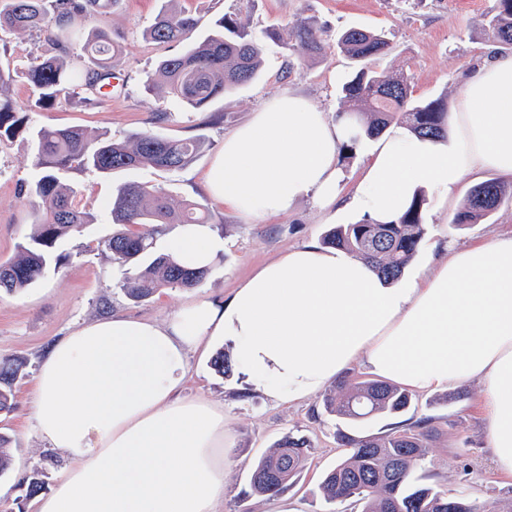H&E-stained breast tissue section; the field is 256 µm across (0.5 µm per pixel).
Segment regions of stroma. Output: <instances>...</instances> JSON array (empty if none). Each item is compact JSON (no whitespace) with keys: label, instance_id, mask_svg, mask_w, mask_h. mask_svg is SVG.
Instances as JSON below:
<instances>
[{"label":"stroma","instance_id":"stroma-1","mask_svg":"<svg viewBox=\"0 0 512 512\" xmlns=\"http://www.w3.org/2000/svg\"><path fill=\"white\" fill-rule=\"evenodd\" d=\"M493 6L494 0H177V9L197 21L190 41H197L226 15L241 18L261 40L262 66L256 79L201 111L145 89L162 54L145 31L162 0H122L111 15L86 22V29L108 30L122 51L119 70L124 86L97 104L62 98L54 105L35 107L31 86L15 68L27 58L53 52L54 46L43 32L0 34V69L14 71L0 98L23 112L26 121L25 131L0 138V261L13 258L19 245L26 243L37 213L35 204L21 193L22 186L36 175L31 130L79 127L92 135L123 140L151 129L179 138L205 139L202 152L174 173L145 168L105 178L77 168L58 171L59 180L74 190V204L90 212L94 221L58 242V253L67 257L64 265L48 269L37 284L24 291L0 292V356L24 363L15 383L13 409L0 414V433L10 438L13 458L10 471L0 475V512H35L36 500L26 492V478L38 475L48 492L65 465L30 428L34 377L53 342L78 324L115 312L163 322L198 298L226 301L261 265L292 247L321 242L336 226L355 223L349 212L324 213L310 204L263 221L245 219L215 204L202 187V176L225 135L247 123L266 100L287 91L302 94L329 116H336L344 106L342 86L360 67L335 45L337 34L350 28L385 36L390 50L374 60L373 66L405 72L414 101L440 100L453 106L463 77L482 65L485 47H495L503 56L508 53L482 24ZM300 20L322 30L329 44L323 58L292 53L264 36L266 30ZM130 180L162 190L174 208L192 202L207 208L209 222L224 239L225 248L213 264L211 276L199 286L165 288L139 303L125 295L121 278L112 273V255L105 242L112 235L110 211L115 189ZM469 189L465 183L454 199L427 201L425 234L408 273L426 267L429 247L436 240L445 238L462 247L512 232V196L479 223L454 225L452 217ZM224 347L223 339L218 338L207 349L192 354L189 378L181 390L182 396L203 397L224 407V498L216 512H269L273 498L246 494L249 464L289 432L306 436L311 448L306 468L284 496L295 512H326L318 485L342 455L336 444L338 430L380 436L416 429L424 420L434 429L428 443L430 452L416 469L426 483L478 503L512 490V480L499 478L490 465L476 386L415 394L414 406L405 413L353 428L328 415L321 397L277 405L243 390L237 374L224 376L210 365L211 358Z\"/></svg>","mask_w":512,"mask_h":512}]
</instances>
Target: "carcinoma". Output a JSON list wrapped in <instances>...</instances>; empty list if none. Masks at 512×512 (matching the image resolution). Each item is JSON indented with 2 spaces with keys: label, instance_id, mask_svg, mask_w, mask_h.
<instances>
[{
  "label": "carcinoma",
  "instance_id": "obj_1",
  "mask_svg": "<svg viewBox=\"0 0 512 512\" xmlns=\"http://www.w3.org/2000/svg\"><path fill=\"white\" fill-rule=\"evenodd\" d=\"M120 0H0V30L26 32L46 29L53 45L64 48L63 40H84L83 56L74 60L60 54L33 58L24 75L37 93L36 104L56 102L69 90L83 86L96 100L110 95L117 78L119 48L110 33L96 28L83 36L82 23L112 12ZM196 25L185 11L166 6L147 28L146 36L162 49L187 40ZM485 25L500 44L512 46V0H495ZM266 36L291 51L322 57L324 42L319 31L305 21L293 29L270 31ZM338 48L350 58L365 61L386 55L389 42L380 34L348 29L337 39ZM261 65V49L238 18L225 16L204 39L178 55H165L147 90H161L192 108H202L233 89L252 81ZM344 99L353 108L338 113L352 120L358 134L346 153L366 138L381 134L394 122H402L420 136L439 137L447 131L448 112L440 100L415 103L410 99L408 78L403 74L360 68L343 87ZM24 116L10 103L0 101V137H11L24 126ZM36 145L34 166L38 178L23 189V195L39 199L40 216L33 223L28 241L19 246L17 257L0 262V290L21 291L33 285L52 265L65 256L56 253L57 242L93 222V217L76 207L72 190L62 184L55 171L76 166L99 174L153 168L174 172L192 161L204 148L202 138L179 139L143 130L119 141L92 137L72 127L40 128L32 133ZM501 184L487 181L474 186L452 223L473 224L488 216L507 196ZM425 198L412 201L408 209L388 224L358 222L327 232L323 244L343 248L361 256L387 279L399 278L417 254L424 235ZM112 224L119 229L107 240L112 260L127 267L123 288L127 297L141 302L162 288L191 289L206 279L211 270L194 271L156 251V235L165 224H205L204 207L197 203L175 209L165 193L129 181L118 188L112 201ZM22 363L0 357V412L12 409L14 385ZM411 394L397 386L374 380L353 381L338 392L324 395L325 411L350 422L364 423L382 415L406 412ZM433 430L404 431L383 436L337 433L345 455L329 469L319 489L325 503L350 502L360 512H448V502L460 512H512V494L477 505L461 495L421 483L415 469L429 453ZM307 437L290 432L268 453L256 459L249 473L250 492L278 495L303 471L307 461Z\"/></svg>",
  "mask_w": 512,
  "mask_h": 512
}]
</instances>
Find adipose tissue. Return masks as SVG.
<instances>
[{
  "label": "adipose tissue",
  "mask_w": 512,
  "mask_h": 512,
  "mask_svg": "<svg viewBox=\"0 0 512 512\" xmlns=\"http://www.w3.org/2000/svg\"><path fill=\"white\" fill-rule=\"evenodd\" d=\"M448 134L390 127L345 188L351 132L288 92L225 136L204 176L213 200L247 218L302 202L396 219L416 193L445 200L486 171L512 177V56L467 77ZM224 241L185 224L165 250L213 265ZM408 284L310 242L256 269L223 304L201 298L162 323L123 314L78 325L43 357L32 429L65 465L36 512H215L224 495V408L181 397L189 358L216 336L251 392L310 399L354 364L412 392L477 384L493 470L512 480V233L469 248L437 242Z\"/></svg>",
  "instance_id": "adipose-tissue-1"
}]
</instances>
